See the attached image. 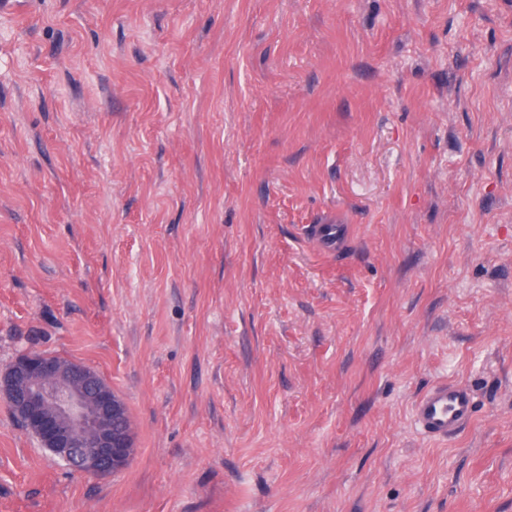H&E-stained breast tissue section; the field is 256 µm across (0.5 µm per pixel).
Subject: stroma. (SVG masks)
Instances as JSON below:
<instances>
[{
    "label": "stroma",
    "mask_w": 512,
    "mask_h": 512,
    "mask_svg": "<svg viewBox=\"0 0 512 512\" xmlns=\"http://www.w3.org/2000/svg\"><path fill=\"white\" fill-rule=\"evenodd\" d=\"M25 352L94 368L135 453L69 472L0 399V512H512V0H0ZM311 237L326 251H334L342 245L343 229L341 224H314L310 228ZM415 423L424 435L436 441L457 437L472 422L474 398L455 382H442L426 389L413 407Z\"/></svg>",
    "instance_id": "1"
}]
</instances>
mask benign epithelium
Here are the masks:
<instances>
[{
	"instance_id": "7a95c632",
	"label": "benign epithelium",
	"mask_w": 512,
	"mask_h": 512,
	"mask_svg": "<svg viewBox=\"0 0 512 512\" xmlns=\"http://www.w3.org/2000/svg\"><path fill=\"white\" fill-rule=\"evenodd\" d=\"M0 395L41 446L74 471L115 475L134 456L132 430L119 425L125 402L85 364L23 354L0 373Z\"/></svg>"
}]
</instances>
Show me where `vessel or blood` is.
Returning <instances> with one entry per match:
<instances>
[{
	"mask_svg": "<svg viewBox=\"0 0 512 512\" xmlns=\"http://www.w3.org/2000/svg\"><path fill=\"white\" fill-rule=\"evenodd\" d=\"M311 237L326 251L340 248L343 229L336 223L316 224ZM414 420L428 438L446 441L457 437L472 422L474 398L470 390L455 382H442L426 389L415 401Z\"/></svg>",
	"mask_w": 512,
	"mask_h": 512,
	"instance_id": "obj_1",
	"label": "vessel or blood"
}]
</instances>
